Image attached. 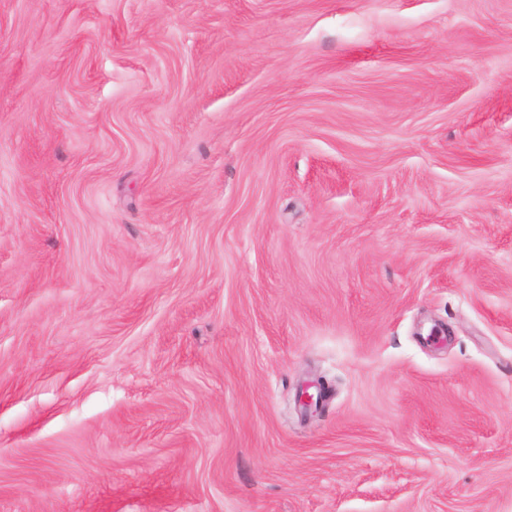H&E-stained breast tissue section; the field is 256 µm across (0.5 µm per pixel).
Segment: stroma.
Here are the masks:
<instances>
[{"label":"stroma","mask_w":512,"mask_h":512,"mask_svg":"<svg viewBox=\"0 0 512 512\" xmlns=\"http://www.w3.org/2000/svg\"><path fill=\"white\" fill-rule=\"evenodd\" d=\"M0 512H512V0H0Z\"/></svg>","instance_id":"1"}]
</instances>
